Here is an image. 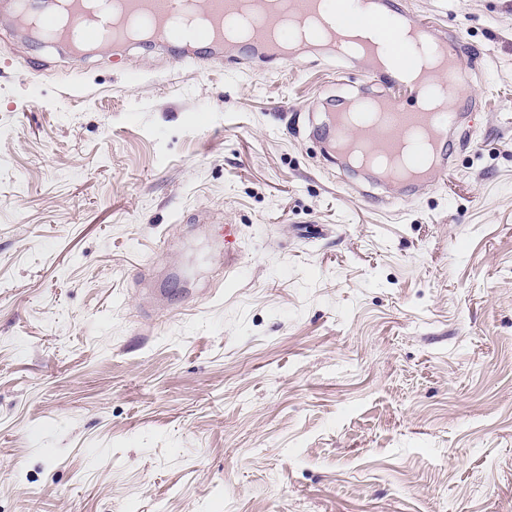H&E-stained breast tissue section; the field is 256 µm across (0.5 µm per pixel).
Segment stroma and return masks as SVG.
I'll return each instance as SVG.
<instances>
[{
    "label": "stroma",
    "instance_id": "1",
    "mask_svg": "<svg viewBox=\"0 0 512 512\" xmlns=\"http://www.w3.org/2000/svg\"><path fill=\"white\" fill-rule=\"evenodd\" d=\"M407 3L481 59L386 207L309 125L359 63L0 21V512H512V0ZM104 34H107L106 40L103 39ZM130 43L133 42L121 36L120 25L112 16L102 18L92 29L84 31V44H94L102 53H112V48Z\"/></svg>",
    "mask_w": 512,
    "mask_h": 512
}]
</instances>
